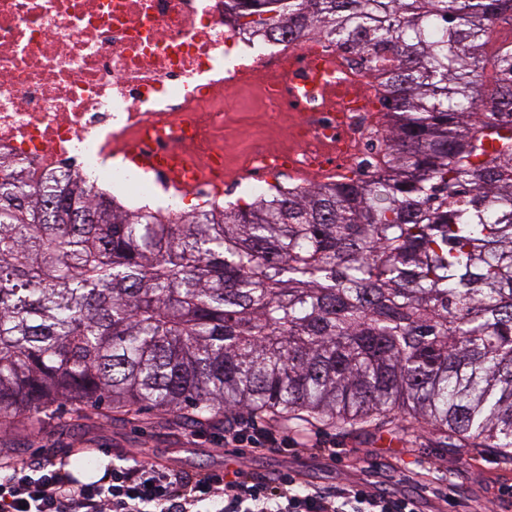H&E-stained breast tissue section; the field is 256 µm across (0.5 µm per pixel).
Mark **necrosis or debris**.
Segmentation results:
<instances>
[{
    "instance_id": "4bbe7bcc",
    "label": "necrosis or debris",
    "mask_w": 512,
    "mask_h": 512,
    "mask_svg": "<svg viewBox=\"0 0 512 512\" xmlns=\"http://www.w3.org/2000/svg\"><path fill=\"white\" fill-rule=\"evenodd\" d=\"M250 47L225 26L224 0H0V157L35 173L75 165L89 186L112 181L175 214L189 195L223 196L207 180L173 184L129 148L146 133L193 170L223 171L221 105L236 89L224 65ZM307 65L281 61L265 83L271 118L289 111L288 82ZM316 109L320 122L289 128L292 157L315 166L327 146L361 164L364 149L337 136L332 105Z\"/></svg>"
}]
</instances>
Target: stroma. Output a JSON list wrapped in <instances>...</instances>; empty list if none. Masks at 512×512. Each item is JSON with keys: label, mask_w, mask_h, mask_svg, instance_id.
I'll return each mask as SVG.
<instances>
[{"label": "stroma", "mask_w": 512, "mask_h": 512, "mask_svg": "<svg viewBox=\"0 0 512 512\" xmlns=\"http://www.w3.org/2000/svg\"><path fill=\"white\" fill-rule=\"evenodd\" d=\"M291 120L287 112L269 119L257 85L243 86L225 98V171L245 165L254 143L288 147ZM223 432L215 423L162 426L149 414L135 425L118 415L82 419L65 407L50 421L1 428L0 463L50 459L67 470L80 458L99 464L136 457L195 476L238 461L256 477L292 470L321 486L365 482L379 492L416 499L421 512H512V498L498 492L499 486L512 485V461L451 449L438 432L397 413L354 426L296 422V438L318 434L339 452L338 463L313 451L237 458L221 442Z\"/></svg>", "instance_id": "35a3bbf8"}]
</instances>
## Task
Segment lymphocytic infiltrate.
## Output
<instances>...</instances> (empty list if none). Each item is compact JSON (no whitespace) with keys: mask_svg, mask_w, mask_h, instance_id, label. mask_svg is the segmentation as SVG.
<instances>
[{"mask_svg":"<svg viewBox=\"0 0 512 512\" xmlns=\"http://www.w3.org/2000/svg\"><path fill=\"white\" fill-rule=\"evenodd\" d=\"M224 445L279 453L298 440L251 413L225 426ZM204 505L212 512H419L416 500L382 496L364 484L320 487L290 472L250 478L231 464L193 480L136 460L83 485L49 460L0 466V512H200Z\"/></svg>","mask_w":512,"mask_h":512,"instance_id":"obj_1","label":"lymphocytic infiltrate"}]
</instances>
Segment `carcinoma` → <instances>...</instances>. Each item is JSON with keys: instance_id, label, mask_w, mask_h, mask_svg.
I'll use <instances>...</instances> for the list:
<instances>
[{"instance_id": "cac0c4a2", "label": "carcinoma", "mask_w": 512, "mask_h": 512, "mask_svg": "<svg viewBox=\"0 0 512 512\" xmlns=\"http://www.w3.org/2000/svg\"><path fill=\"white\" fill-rule=\"evenodd\" d=\"M512 0H224L382 89L365 174L179 224L0 158V425L147 410L355 425L399 412L512 458ZM492 68V80L486 69Z\"/></svg>"}]
</instances>
